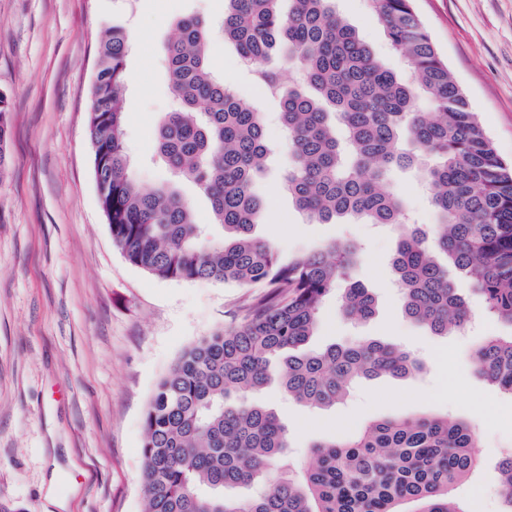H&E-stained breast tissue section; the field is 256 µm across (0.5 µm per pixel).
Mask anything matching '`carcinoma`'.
Returning a JSON list of instances; mask_svg holds the SVG:
<instances>
[{
	"label": "carcinoma",
	"instance_id": "obj_1",
	"mask_svg": "<svg viewBox=\"0 0 512 512\" xmlns=\"http://www.w3.org/2000/svg\"><path fill=\"white\" fill-rule=\"evenodd\" d=\"M224 0L221 30L254 78L281 95L288 140L285 187L310 221L356 219L397 232L390 269L408 320L434 335L464 330L469 310L458 281L488 316L512 327V165L496 153L477 113L414 9V0H367L407 62L398 77L334 0ZM167 47L176 107L157 130L156 151L172 179L142 189L124 143V26L99 42L89 136L101 156L113 243L139 269L164 280H209L267 288L241 321L187 347L158 381L144 411V512H462L453 491L481 464L476 428L430 413L394 416L320 440L298 466L285 459L288 434L275 413L247 399L272 380L288 398L327 408L360 378L410 377L411 353L388 343L309 347L322 305L342 283L340 312L371 317L374 295L353 280L362 248L332 241L282 262L253 237L265 201L253 191L270 153L263 116L226 88L208 62L209 32L188 16ZM303 84L281 93L280 71ZM10 107L0 93V171L8 165ZM416 169L438 216L435 231L411 222L390 190L395 170ZM209 198L224 229L207 241L179 184ZM475 373L512 399V335L472 353ZM504 512H512V453L497 463ZM264 484L249 497L225 490Z\"/></svg>",
	"mask_w": 512,
	"mask_h": 512
}]
</instances>
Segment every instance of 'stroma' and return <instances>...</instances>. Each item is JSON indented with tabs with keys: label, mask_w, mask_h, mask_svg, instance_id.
I'll list each match as a JSON object with an SVG mask.
<instances>
[{
	"label": "stroma",
	"mask_w": 512,
	"mask_h": 512,
	"mask_svg": "<svg viewBox=\"0 0 512 512\" xmlns=\"http://www.w3.org/2000/svg\"><path fill=\"white\" fill-rule=\"evenodd\" d=\"M414 8L492 139L512 163V0H414ZM385 64L405 75L366 0H336ZM224 0H0V93L10 103V161L0 176V504L11 512H141L143 414L158 380L181 352L237 324L260 288L155 278L113 245L101 208L88 138L97 48L111 19L132 35L126 58L125 141L131 174L145 188L169 178L155 132L174 107L165 68L177 21L219 19ZM212 70L264 116L273 145L255 183L266 211L255 232L282 260L327 242L360 244L357 278L374 316L354 325L335 299L321 311L315 345L380 339L415 353L420 376H380L314 412L277 386L254 396L288 428L289 453L304 459L317 439L395 415L431 413L476 426L482 465L455 496L464 512H498L495 464L512 451V400L477 377L472 351L512 329L487 317L467 293L471 326L435 336L411 324L389 266L396 234L386 226L314 224L282 187L288 145L277 98L255 86L236 46L212 30ZM391 187L418 222L433 225L420 175L399 170ZM57 481L58 504L46 499Z\"/></svg>",
	"instance_id": "stroma-1"
}]
</instances>
